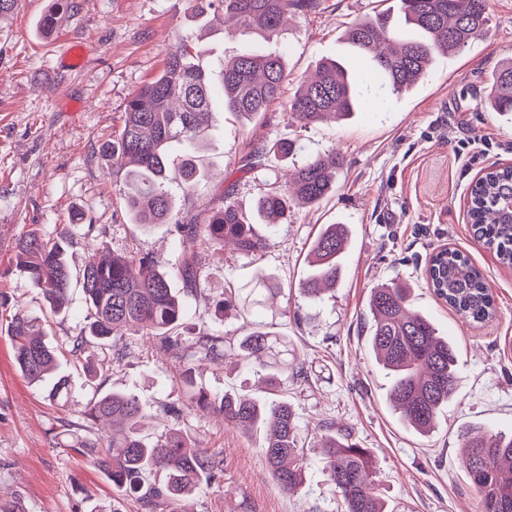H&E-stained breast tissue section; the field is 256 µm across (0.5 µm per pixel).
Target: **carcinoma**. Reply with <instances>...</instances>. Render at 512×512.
<instances>
[{"label": "carcinoma", "mask_w": 512, "mask_h": 512, "mask_svg": "<svg viewBox=\"0 0 512 512\" xmlns=\"http://www.w3.org/2000/svg\"><path fill=\"white\" fill-rule=\"evenodd\" d=\"M219 2L224 15L236 19L242 29L268 38L280 33L288 11L316 6V0ZM396 11L401 28L382 11L356 22L342 37L356 57L370 61L369 80L356 76L344 59H323L289 101L293 118L309 125L357 112L365 102L364 83L385 94L406 92L428 75L438 55L468 46L485 33L489 22L488 0H399ZM287 80L282 55L258 48L224 61L215 75L196 63L186 39L169 53L162 73L127 101L118 133L103 146L112 166L124 171L122 199L132 221L145 226L175 224L181 254L178 272L191 293L197 291L202 246H222L230 240L241 253L254 255L269 244L257 225L271 227L286 221L293 205H315L336 189L345 162L339 152L327 159H308L283 184L259 196L248 214L231 201L203 224H183L173 214L168 184L179 182L189 188L198 181L195 154L207 138L214 89H220L225 111L251 122L268 111ZM488 103L495 112L512 114V59L491 74ZM269 149L287 158L296 155L300 146L277 139L263 145L261 152ZM506 195L512 196V169L487 173L470 188V218L485 245L512 265V216L501 208ZM69 237L66 227L53 239L29 229L16 244V271L40 292L54 316L67 310L72 279L66 257ZM348 238L346 225L327 224L313 240L303 288L310 302H318L325 289L338 283ZM429 281L435 293L464 318L482 323L493 317L495 306L485 279L463 253L442 251L430 268ZM81 287L89 323L86 335L71 340V355H78L89 338L110 350L122 331H140L158 339L179 360L187 387L186 399L164 410L162 432L153 442L140 436L147 412L135 395L112 392L87 402L81 411L83 420L91 424L108 419L112 432L104 439L88 435L72 449L102 472L114 492L134 498L141 512H167L182 498L206 494L219 483L224 458L179 427L188 410L219 414L224 423L245 434L263 430L261 451L268 474L285 493L302 485L305 461L297 417L285 397L260 401L227 392L215 397L194 387L195 363L225 359L224 337L209 332L187 335L185 305L166 272L150 260L115 256L102 246L83 269ZM280 291L269 277L224 295L222 305L242 316L260 314ZM369 308L371 350L393 373L391 400L404 424L427 434L455 393L456 345L439 335L427 317L410 309V288L402 281L372 289ZM7 333L21 375L31 383L54 377L49 397L66 402L71 376L61 370L59 348L45 341L42 320L17 311L10 316ZM234 353L239 364L254 369L268 386L302 369L288 337L268 322L247 329ZM459 447L481 512H512V435L463 430ZM321 449L328 481L342 500L341 512H387L366 449L344 433L325 435Z\"/></svg>", "instance_id": "1"}]
</instances>
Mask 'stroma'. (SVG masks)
I'll return each mask as SVG.
<instances>
[{
	"instance_id": "stroma-1",
	"label": "stroma",
	"mask_w": 512,
	"mask_h": 512,
	"mask_svg": "<svg viewBox=\"0 0 512 512\" xmlns=\"http://www.w3.org/2000/svg\"><path fill=\"white\" fill-rule=\"evenodd\" d=\"M72 3L51 34L39 21L54 0H19L14 13L0 19V491L20 496L26 512H140L73 451L80 411L96 392L135 393L152 413L140 433L154 440L156 414L185 389L178 363L157 339L129 331L119 343L123 358L112 360L106 374L89 382L73 373L68 406L53 402L50 382L29 383L17 370L7 324L24 309L48 318L49 338L64 344L88 325L82 288L72 284L68 312L49 316L13 260L24 229L53 238L66 227L73 276H81L95 245L103 243L114 254L157 261L172 288L182 290L173 225L131 222L120 195L124 174L102 146L118 132L131 93L158 75L167 53L188 36L200 65L214 71L250 46L281 52L288 81L257 122L242 123L216 107L199 154L204 179L189 191L168 186L177 217L204 221L227 199L250 211L281 181L286 165L268 154L242 173L267 141L297 140L301 161L336 150L345 165L332 194L317 205L293 207L287 223L268 229L271 242L262 253L203 255L198 293L186 298V326L223 335L233 346L244 320L218 310L224 291L262 277L280 284L277 329L306 369L305 376L280 384L307 455L304 483L288 494L278 487L266 471L261 433L246 435L193 413L180 427L223 453V490L187 497L178 512H340L321 462V438L330 424L367 448L390 512H479L458 436L479 427L512 433V267L476 239L467 201L479 175L512 163V118L484 106L490 72L512 57V0H489L487 35L459 53L438 56L410 91L344 122L307 126L291 118L288 107L300 79L322 59L348 55L343 32L380 9L379 0H317L316 8L289 15L281 35L267 42L244 30L228 34L220 24L203 26L193 0ZM62 37L86 44L80 65H62ZM326 224L347 225L350 241L340 282L313 305L301 287L310 245ZM443 247L460 250L484 274L495 302L492 319L470 323L435 295L425 270ZM393 279L407 282L412 309L458 347L456 394L426 436L400 420L389 398L392 378L368 345L370 290ZM193 380L217 396H267L264 384L231 358L199 365Z\"/></svg>"
}]
</instances>
